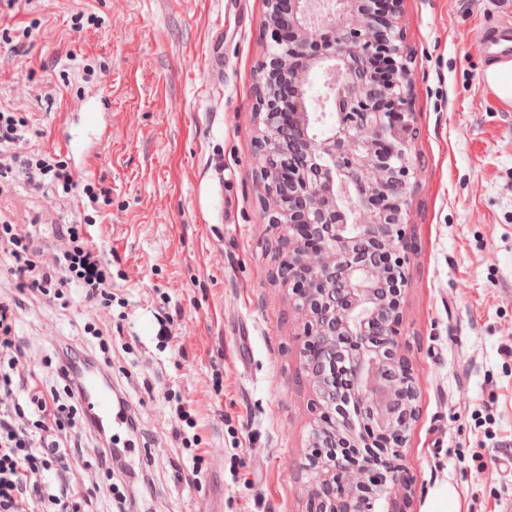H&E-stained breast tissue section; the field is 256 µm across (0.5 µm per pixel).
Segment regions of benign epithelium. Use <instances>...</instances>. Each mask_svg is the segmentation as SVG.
<instances>
[{
	"label": "benign epithelium",
	"mask_w": 512,
	"mask_h": 512,
	"mask_svg": "<svg viewBox=\"0 0 512 512\" xmlns=\"http://www.w3.org/2000/svg\"><path fill=\"white\" fill-rule=\"evenodd\" d=\"M270 48L257 70L256 164L263 212L285 247L281 281L306 337L320 410L306 470L311 512H374L400 482L417 390L398 339L408 278L416 135L400 0H265ZM314 69L333 74L335 113L315 135ZM376 436L385 472L336 455Z\"/></svg>",
	"instance_id": "benign-epithelium-1"
}]
</instances>
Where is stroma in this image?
Instances as JSON below:
<instances>
[{
	"label": "stroma",
	"mask_w": 512,
	"mask_h": 512,
	"mask_svg": "<svg viewBox=\"0 0 512 512\" xmlns=\"http://www.w3.org/2000/svg\"><path fill=\"white\" fill-rule=\"evenodd\" d=\"M98 24L74 30L78 11ZM503 0H401L410 58L416 183L407 234L402 350L419 419L402 479L375 512H504L512 504V103L483 82L479 42ZM265 0H34L0 14L32 27L0 47V103L27 112L33 148L88 139L87 96L112 129L78 177L110 188L111 217L90 227L112 258V384L140 420L130 469L152 479L142 512H309V440L319 411L303 369L300 316L278 273L276 230L255 165V75L271 43ZM222 68L209 76L214 41ZM94 70L84 82L82 66ZM68 73L55 98L47 86ZM15 185L0 221L38 222L45 260L56 225L81 210ZM85 315L25 296L24 358L56 384L53 345L80 339ZM74 470L93 512L134 494L85 436ZM204 459L194 464V448Z\"/></svg>",
	"instance_id": "stroma-1"
}]
</instances>
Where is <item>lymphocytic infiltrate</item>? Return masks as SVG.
<instances>
[{
	"label": "lymphocytic infiltrate",
	"mask_w": 512,
	"mask_h": 512,
	"mask_svg": "<svg viewBox=\"0 0 512 512\" xmlns=\"http://www.w3.org/2000/svg\"><path fill=\"white\" fill-rule=\"evenodd\" d=\"M25 113L0 109V178L31 193L70 194L81 189L88 208L108 199L96 182H79L68 161L39 150L18 154V143L30 138ZM56 235L68 242L53 263L42 260L43 248L32 232L0 225V252L19 290L38 293L63 308L79 303L97 312L112 306V261L89 240L84 224L58 225ZM20 300L0 299V512H86L91 499L72 479V461L82 440L68 436L80 417L82 381L65 364H106L97 352L60 345L56 370L62 390L47 387L21 359L17 327Z\"/></svg>",
	"instance_id": "obj_1"
}]
</instances>
